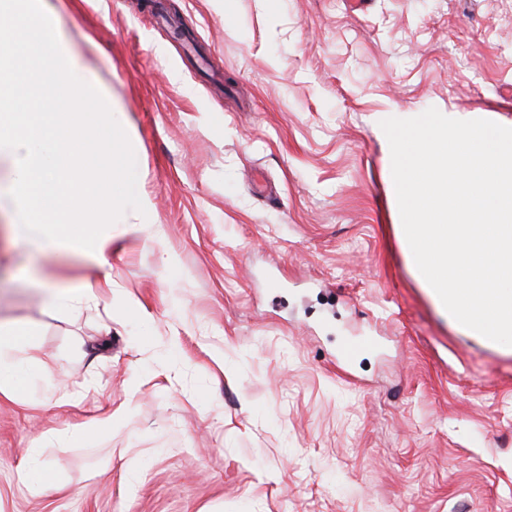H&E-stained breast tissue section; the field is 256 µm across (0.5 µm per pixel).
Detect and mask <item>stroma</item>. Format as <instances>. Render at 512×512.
<instances>
[{"mask_svg":"<svg viewBox=\"0 0 512 512\" xmlns=\"http://www.w3.org/2000/svg\"><path fill=\"white\" fill-rule=\"evenodd\" d=\"M274 2L50 0L162 235L118 223L106 271L64 259L58 287L112 290L60 310L0 231V326L34 333L0 512H512V355L407 270L380 129L512 127V0ZM36 458L40 489L17 479Z\"/></svg>","mask_w":512,"mask_h":512,"instance_id":"obj_1","label":"stroma"}]
</instances>
